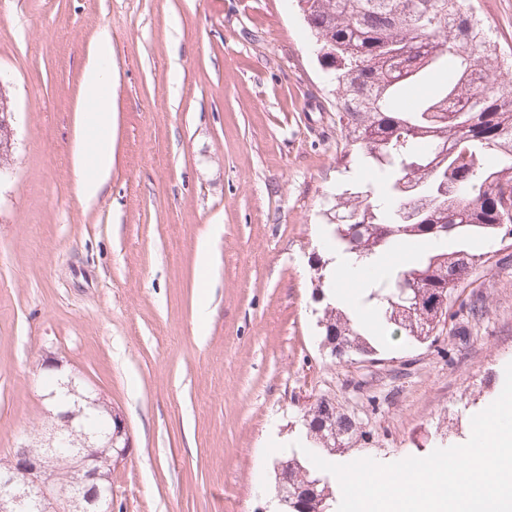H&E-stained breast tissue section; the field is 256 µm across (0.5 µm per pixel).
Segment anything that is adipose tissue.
<instances>
[{"label":"adipose tissue","instance_id":"1","mask_svg":"<svg viewBox=\"0 0 512 512\" xmlns=\"http://www.w3.org/2000/svg\"><path fill=\"white\" fill-rule=\"evenodd\" d=\"M112 42L101 32L85 67V90L89 109L78 115L73 164L79 193L96 199L112 172V120L109 110Z\"/></svg>","mask_w":512,"mask_h":512}]
</instances>
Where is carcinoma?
<instances>
[{"instance_id":"cac0c4a2","label":"carcinoma","mask_w":512,"mask_h":512,"mask_svg":"<svg viewBox=\"0 0 512 512\" xmlns=\"http://www.w3.org/2000/svg\"><path fill=\"white\" fill-rule=\"evenodd\" d=\"M304 2L306 24L334 73L347 144L399 201L389 209L369 190L337 195L336 210L355 220L335 225L336 249L364 262L403 243L498 237L512 213V53L483 14L466 0ZM444 72L451 76L434 94L398 109L408 88ZM484 256L420 250L399 267H380L365 301H377L393 335L422 343L447 319L456 288ZM438 295L446 307L434 305ZM322 325L325 344L376 354L368 331L344 309L325 307ZM303 421L317 445L334 431L341 435L332 451L366 436L358 420L323 400L305 410ZM288 477L304 494L292 512H330L331 474L292 455Z\"/></svg>"}]
</instances>
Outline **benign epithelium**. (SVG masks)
Segmentation results:
<instances>
[{"label":"benign epithelium","instance_id":"1","mask_svg":"<svg viewBox=\"0 0 512 512\" xmlns=\"http://www.w3.org/2000/svg\"><path fill=\"white\" fill-rule=\"evenodd\" d=\"M48 398L66 408L58 414L61 423L50 428L38 450L24 444L14 452L7 472L0 473V512H112V466L123 460L130 448L123 419L111 411L109 416L118 425L94 432L82 430L86 410L97 407L104 398L80 388L73 372L57 379ZM99 441L112 450L111 456L103 459L95 453ZM64 463L83 472V479L74 484L58 481ZM274 468L279 512H288L293 502L286 493V462L277 461Z\"/></svg>","mask_w":512,"mask_h":512}]
</instances>
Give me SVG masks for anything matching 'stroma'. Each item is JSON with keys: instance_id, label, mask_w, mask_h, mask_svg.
<instances>
[{"instance_id": "stroma-1", "label": "stroma", "mask_w": 512, "mask_h": 512, "mask_svg": "<svg viewBox=\"0 0 512 512\" xmlns=\"http://www.w3.org/2000/svg\"><path fill=\"white\" fill-rule=\"evenodd\" d=\"M112 36V175L97 200L73 167L83 76ZM0 90L14 152L0 169V459L50 424L47 357L124 419L113 512H270L275 461L306 408L358 418L344 461L465 442L512 362V245H484L423 344L337 359L316 295L346 169L326 72L296 0H0ZM213 265L201 283L199 240ZM212 310L199 330L196 309Z\"/></svg>"}]
</instances>
